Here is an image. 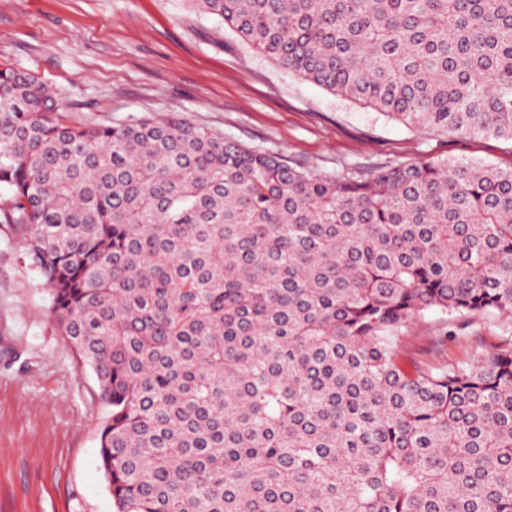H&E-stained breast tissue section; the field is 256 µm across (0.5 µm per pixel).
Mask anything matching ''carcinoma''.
Listing matches in <instances>:
<instances>
[{
	"instance_id": "carcinoma-1",
	"label": "carcinoma",
	"mask_w": 512,
	"mask_h": 512,
	"mask_svg": "<svg viewBox=\"0 0 512 512\" xmlns=\"http://www.w3.org/2000/svg\"><path fill=\"white\" fill-rule=\"evenodd\" d=\"M300 79L512 142V0H194ZM0 213L108 409L115 512H512V168L318 175L186 121L82 124L0 68ZM401 336V360L407 365L409 359L427 357L423 351L438 336H448V360H458L465 358L475 345L488 350L501 346L507 336H512V315L489 312L457 318L431 311Z\"/></svg>"
}]
</instances>
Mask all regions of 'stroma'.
I'll return each instance as SVG.
<instances>
[{
    "mask_svg": "<svg viewBox=\"0 0 512 512\" xmlns=\"http://www.w3.org/2000/svg\"><path fill=\"white\" fill-rule=\"evenodd\" d=\"M30 71L74 122L175 117L320 175L461 157L512 167V142L420 130L293 75L193 0H0V67ZM448 357L492 350L512 315L431 311L402 361L436 337ZM107 410L60 335L50 297L0 218V512H114L99 467Z\"/></svg>",
    "mask_w": 512,
    "mask_h": 512,
    "instance_id": "stroma-1",
    "label": "stroma"
}]
</instances>
